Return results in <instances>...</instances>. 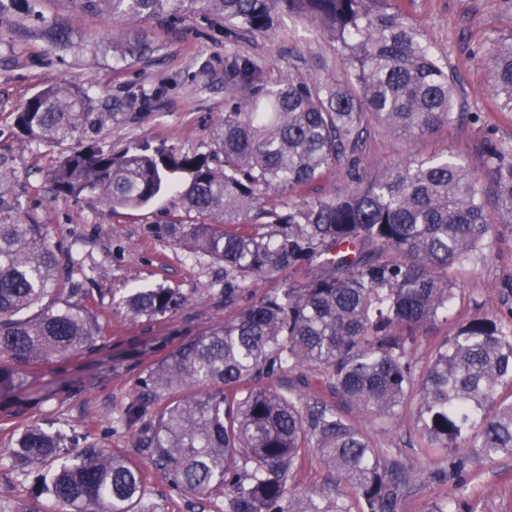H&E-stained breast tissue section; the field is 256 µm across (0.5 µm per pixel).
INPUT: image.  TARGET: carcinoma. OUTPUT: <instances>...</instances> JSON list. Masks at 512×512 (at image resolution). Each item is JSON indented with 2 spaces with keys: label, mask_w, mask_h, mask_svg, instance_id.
I'll return each mask as SVG.
<instances>
[{
  "label": "carcinoma",
  "mask_w": 512,
  "mask_h": 512,
  "mask_svg": "<svg viewBox=\"0 0 512 512\" xmlns=\"http://www.w3.org/2000/svg\"><path fill=\"white\" fill-rule=\"evenodd\" d=\"M108 20L165 11L215 13L224 39L267 33L288 11L319 22L345 74L266 79L240 57L226 69L243 91L224 103L208 153L149 145L119 152L93 138L112 121L152 110L165 87L93 97L87 88L47 87L28 98L16 124L30 140L71 142L51 169L52 191L100 200L111 211L148 205L174 192L190 218L183 240L224 263V326L181 344L139 378L127 411L147 420L138 448L174 490L202 495L224 488V512H396L409 469L373 447L359 428L324 406L262 386L288 368L320 365L327 384L358 412L386 420L416 379L421 330L448 312L456 284L449 271L490 246L488 214L512 223V149L489 143L479 166L457 154L408 159L387 177L363 182L358 163L370 129L420 138L467 119L458 79L393 0H80ZM139 39L116 61L139 60ZM491 79L502 112H512V38L490 50ZM332 169L349 187L332 199L296 197ZM22 202L0 193V396L24 390L30 371L90 353L100 327L60 303L67 264ZM300 263L304 279L285 275ZM283 274L250 305L238 303L252 281ZM170 288H140L130 313L173 310ZM512 326L486 316L462 323L421 376L422 433L462 468L458 451L487 460L512 455ZM166 401L163 407L158 403ZM60 435L31 424L10 458L25 470L45 466L44 489L65 512H137L143 476L122 453L87 446L60 452ZM312 448L348 482L356 503L324 492L295 498L288 481Z\"/></svg>",
  "instance_id": "carcinoma-1"
}]
</instances>
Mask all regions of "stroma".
<instances>
[{
	"label": "stroma",
	"instance_id": "1",
	"mask_svg": "<svg viewBox=\"0 0 512 512\" xmlns=\"http://www.w3.org/2000/svg\"><path fill=\"white\" fill-rule=\"evenodd\" d=\"M406 19L428 39L459 75V101L470 121L409 139L383 127L373 131L359 163L364 181L390 173L414 156L453 152L477 164L485 140L512 147V112L499 111L490 83L487 51L492 39L512 36V10L504 0H396ZM69 32L65 42L44 38L47 26ZM221 17L187 13L110 22L83 10L78 0H0V161L12 173L0 191L18 197L26 219L42 224L51 244L74 267L68 300L98 321L101 337L94 353L38 367L23 393L0 397V512H61L47 492L35 491V477L11 466L6 455L24 424L35 421L51 432L78 436L124 453L144 474L140 502L145 512H224V492L194 497L177 493L167 476L136 448L140 432L124 414L135 401L144 370L186 339L223 326L224 266L188 250L171 226L183 211L172 194L136 210L108 211L93 199L54 195L48 172L68 144H35L21 136L15 116L45 87L65 83L109 95L128 85H162L155 108L132 122H116L101 134L121 151L144 143L184 152H208L216 122L224 114L229 88L224 63L237 56L256 59L270 79H310L335 68L336 51L316 22L281 14L272 33L225 41ZM142 35L152 43L147 59L117 65L112 39ZM490 250L451 270L456 298L446 319L426 327L414 352L427 368L438 347L458 326L481 315L512 322V224L498 227ZM174 289L179 306L154 315L128 314L125 299L134 289ZM322 369L284 370L267 380L279 392H297L304 404L322 403L351 416L371 445L412 467L396 512H429L453 497L455 512H512V456L495 461L468 458L455 475L443 473L440 454L419 431L416 398H407L392 419L350 415L325 384ZM294 496L328 491L353 498L351 486L306 451L290 480Z\"/></svg>",
	"mask_w": 512,
	"mask_h": 512
}]
</instances>
